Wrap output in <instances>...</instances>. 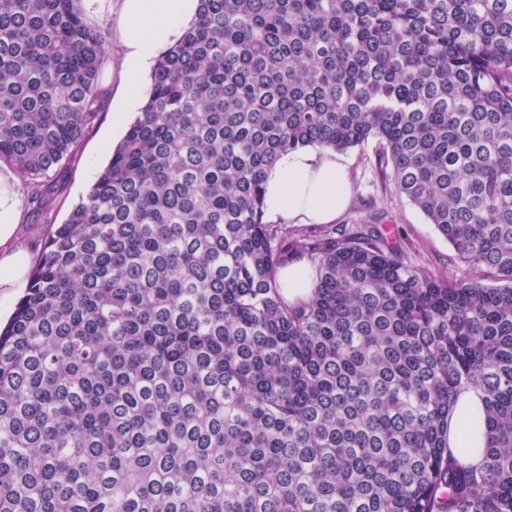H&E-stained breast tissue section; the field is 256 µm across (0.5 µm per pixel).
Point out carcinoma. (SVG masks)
Listing matches in <instances>:
<instances>
[{
    "instance_id": "carcinoma-1",
    "label": "carcinoma",
    "mask_w": 512,
    "mask_h": 512,
    "mask_svg": "<svg viewBox=\"0 0 512 512\" xmlns=\"http://www.w3.org/2000/svg\"><path fill=\"white\" fill-rule=\"evenodd\" d=\"M79 2L0 0V167L37 210L107 99ZM369 141L460 273L264 223L288 152ZM0 512H512V0H200L0 328ZM283 291L289 302L306 300L313 291L310 265L306 260L288 264L281 273ZM484 408V396L480 390H462L456 397L448 423V447L456 452L462 451V461L473 466L483 462Z\"/></svg>"
}]
</instances>
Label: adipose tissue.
Wrapping results in <instances>:
<instances>
[{"label":"adipose tissue","mask_w":512,"mask_h":512,"mask_svg":"<svg viewBox=\"0 0 512 512\" xmlns=\"http://www.w3.org/2000/svg\"><path fill=\"white\" fill-rule=\"evenodd\" d=\"M90 14L117 13L123 56L119 78L122 102L112 113L113 126H122L144 92L161 53L177 44L196 21L198 0H85ZM264 216L272 224H329L347 208L352 196L348 162L335 151L301 148L288 153L265 173ZM18 200L0 194V291L23 287L28 258L12 243L17 228ZM484 396L465 389L456 397L448 423V446L464 463L483 461Z\"/></svg>","instance_id":"1"}]
</instances>
